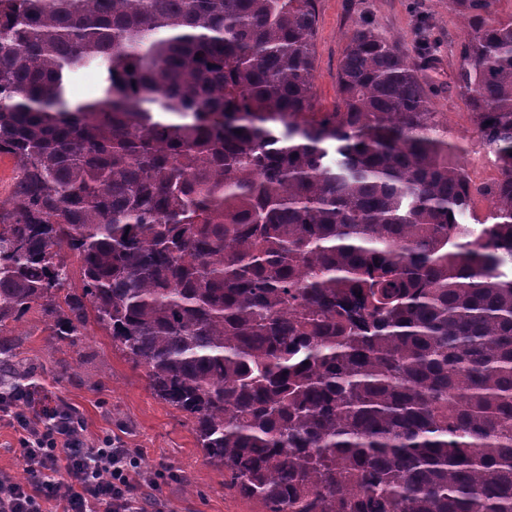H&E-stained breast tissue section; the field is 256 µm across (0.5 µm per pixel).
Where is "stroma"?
Returning <instances> with one entry per match:
<instances>
[{"label": "stroma", "instance_id": "stroma-1", "mask_svg": "<svg viewBox=\"0 0 512 512\" xmlns=\"http://www.w3.org/2000/svg\"><path fill=\"white\" fill-rule=\"evenodd\" d=\"M367 26L420 54L422 41L435 43L421 61V76L444 127L448 160L465 167L473 186L494 184L500 170L481 142L466 98L453 81L463 38L448 0H318L313 91L320 103L336 99L337 69L353 31ZM12 361L33 376L36 399L74 404L89 437L110 433L142 451L145 471L167 474L162 496L170 512H265L227 487L223 469L207 463L192 420L157 397L143 367L134 365L110 336L89 325L77 347L50 338L39 309L0 329Z\"/></svg>", "mask_w": 512, "mask_h": 512}]
</instances>
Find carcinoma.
Instances as JSON below:
<instances>
[{
  "label": "carcinoma",
  "mask_w": 512,
  "mask_h": 512,
  "mask_svg": "<svg viewBox=\"0 0 512 512\" xmlns=\"http://www.w3.org/2000/svg\"><path fill=\"white\" fill-rule=\"evenodd\" d=\"M499 2L448 0L500 168L476 231L409 53L356 30L322 109L317 0H0V327L36 307L74 348L96 324L267 512H512ZM102 92L100 73L94 69L81 72L73 81L70 88V98L73 102H86L97 99ZM15 160L9 155L0 156V204L6 202L11 194L17 175Z\"/></svg>",
  "instance_id": "1"
}]
</instances>
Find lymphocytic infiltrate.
Returning <instances> with one entry per match:
<instances>
[{
  "mask_svg": "<svg viewBox=\"0 0 512 512\" xmlns=\"http://www.w3.org/2000/svg\"><path fill=\"white\" fill-rule=\"evenodd\" d=\"M25 390L0 386V425L13 429L25 478L0 471V512H150L137 481L160 490L161 474L143 475L141 451L111 434L91 439L67 401L26 410Z\"/></svg>",
  "mask_w": 512,
  "mask_h": 512,
  "instance_id": "lymphocytic-infiltrate-1",
  "label": "lymphocytic infiltrate"
}]
</instances>
